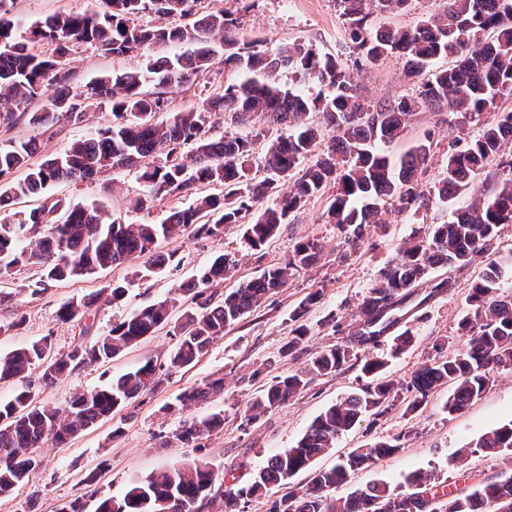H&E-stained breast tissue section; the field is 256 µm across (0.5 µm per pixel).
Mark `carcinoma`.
<instances>
[{"label":"carcinoma","instance_id":"obj_1","mask_svg":"<svg viewBox=\"0 0 512 512\" xmlns=\"http://www.w3.org/2000/svg\"><path fill=\"white\" fill-rule=\"evenodd\" d=\"M8 2L0 0V124L10 129L24 121L45 130L61 122L79 124L87 117L84 103L96 101L109 104L112 123L37 165L31 163L39 151L36 140L1 146L0 210L43 193L55 182L89 181L137 165L143 166L142 178L151 196L187 190L197 183L216 184L224 192L198 197L160 224H124L99 207L48 197L21 213L17 224L25 226L24 234L0 222V277L35 262L50 281L84 278L142 257L145 271L151 272L172 261V256L157 251L160 239L190 228L197 236L220 239L224 229L241 223L256 202L274 194L276 203L245 227L244 238L252 249L263 246L306 199L328 187L329 223L351 242L361 240L367 227L386 223L388 204L415 213L435 198L451 207L448 222L429 224L423 234L399 245L363 298L358 324L348 340L314 350L305 368L271 380L246 402L243 414L256 421L314 379L357 364L366 377L360 391L325 408L295 446L268 457L243 487L224 486L212 466L196 462L145 476L121 497L102 500L97 512H167L166 502L173 503L174 512H197L204 502L224 512H240L243 499L265 495L310 470L315 459L361 418L377 419L399 405L404 413H415L445 384L452 393L443 410L458 414L481 398L495 373L512 370V295L498 293L503 265L494 259L497 228L512 224V111L482 124L481 132L464 145H449L443 175L426 191L420 188L419 177L430 154L429 139L416 142L397 163L381 151L402 137L422 109L446 107L456 124L465 127L480 121L498 101L512 98V0H448L444 14L423 18L412 28L383 24L372 30L366 25V7L391 14L410 9L412 0H336L357 53L368 61L397 54L405 59L407 77L426 76L416 95L369 105L361 102L350 73L336 60L302 43L273 50L261 40L241 46L232 36L234 19L222 9L202 10V0H102V12L53 15L31 30L33 38L47 45L42 53L32 52L26 39L17 36ZM147 10L161 23L141 25L139 15ZM485 31L492 33L487 43L480 40ZM218 42L224 45V66L244 73L243 80L183 112L167 111L163 92L143 90L149 78L171 87L203 76L215 60ZM82 44L106 55L131 54L157 44L180 45L184 50L148 59L141 68L97 77L75 93L69 55ZM443 57L450 58L451 65L434 68ZM285 67L327 85L330 94L310 98L280 85L275 74ZM41 97L44 104L27 111ZM162 112L166 117L157 118ZM209 112L231 115L236 129L209 133L204 128ZM314 113L321 122L312 120ZM264 124L278 126L279 134L258 154L254 144ZM489 166L498 174L495 190L456 206L455 200ZM254 169L264 176H250ZM18 171L23 178L15 180ZM283 181L289 182V190L279 195ZM321 251L314 239L299 241L284 265L265 269L217 301L211 288L235 267V261L220 254L196 282L139 308L92 343L76 345L59 358L51 356V344L44 339L0 355V383L37 365L42 367L41 381L50 386L67 371L111 360L167 324L177 307L183 309L182 321L173 326L178 341L168 366L188 367L206 354L225 328L260 307L294 271L313 264ZM477 259L485 266L460 319L462 345L455 354L436 358L398 380L383 376L385 357L359 359L358 351L384 344L385 333L400 322L403 310L416 299L417 288L428 283L431 270L461 269ZM319 298L320 292H312L293 311L291 321L298 326L282 347V356L292 355L309 335L301 319ZM95 301L91 296L66 302L57 317L65 322L85 319ZM160 382L156 365L147 361L117 375L104 388L75 395L63 408L34 405L25 392L0 403V496L39 466L36 448L64 443ZM221 390L223 381L215 379L186 391L180 402L187 406ZM222 421L219 414L195 420L183 428L179 440L196 441ZM405 438L403 433L353 449L334 467L314 472L307 484L275 500L270 512H512V473L448 494L439 491L444 483L422 472L409 477V492L375 482L345 496L333 494L356 471L399 452ZM476 447L491 454L511 452L512 420L485 432Z\"/></svg>","mask_w":512,"mask_h":512}]
</instances>
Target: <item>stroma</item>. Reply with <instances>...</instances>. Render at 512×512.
I'll use <instances>...</instances> for the list:
<instances>
[{
	"instance_id": "obj_1",
	"label": "stroma",
	"mask_w": 512,
	"mask_h": 512,
	"mask_svg": "<svg viewBox=\"0 0 512 512\" xmlns=\"http://www.w3.org/2000/svg\"><path fill=\"white\" fill-rule=\"evenodd\" d=\"M88 3L89 0H14L11 13L17 21L18 34L25 36L32 25L46 17L78 12ZM204 5L209 10L221 8L232 13L239 24L238 38L261 39L272 48L301 41L321 54L335 56L348 66L364 102L411 95L418 88V79L406 77L404 61L398 56L388 55L375 62L357 60L335 0H295L290 9L283 0H204ZM174 53L172 47L156 45L143 55L104 56L90 46L80 45L71 62L75 70L73 82L83 85L97 76L142 65L146 57ZM240 78V73L225 68L223 62H215L194 83L167 89L169 109L173 112L191 109L225 84ZM92 132L93 125L89 122L76 125L65 122L49 131L24 123L9 130L0 126V146L34 136L42 155L46 156L63 151L71 141L88 137ZM477 132L474 125L464 131L457 130L448 110L425 109L416 116L403 138L387 146L386 151L390 158H399L424 135H431V152L421 177L422 185L430 186L441 177L449 143L472 138ZM47 194L73 204L104 206L127 224L161 223L170 211L188 206L193 200L187 191L146 200V190L135 167L110 171L90 181L59 182L49 187ZM328 201L325 193L310 197L301 209L290 215L286 224L280 225L274 237L256 250L245 245L244 229L239 225L227 228L220 240L187 232L160 241L159 251L173 254V265L134 280V286L120 301L100 299L87 322H62L57 311L62 303L95 293L104 285L134 279L135 271L143 267L142 261L70 281L42 282V271L36 265L0 278V292L6 295L0 303V324L9 328L8 333L0 335V354L46 337L59 356L77 344L104 335L114 322L133 311L163 300L171 288L196 279L217 255H226L237 262L233 277L215 290L220 298L240 282L284 263L298 240L314 238L323 245L313 265L294 272L286 285L270 294L256 311L226 328L223 336L213 342L192 368L177 372L168 369L169 354L177 342L172 324L182 315L177 309L171 315V326L110 361L74 370L52 386H44L37 369L28 371L24 378L0 383V402L27 390L37 403L50 402L62 407L74 395L102 387L118 373L148 360L161 375L155 390L115 410L66 444L38 448L40 466L9 495L0 496V512H59L62 506L79 497L92 494L100 499L117 497L132 481L194 461L210 463L218 472L233 474L237 485H247L267 456L294 446L321 411L359 388L364 376L354 366L333 376L317 378L284 406L258 421L247 422L242 414L244 403L273 378L303 368L315 348L342 342L343 327L352 324L359 304L377 282L381 269L394 256L398 245L423 233L425 225L441 224L450 217L448 205L438 200L416 213H401L392 208L387 212V224L370 228L359 245L352 248L325 218ZM480 271L477 264L453 271L449 291L427 299L405 315L414 339L405 352L389 360L386 376L392 379L410 376L431 363L436 354L447 356L460 347L458 323ZM315 290L321 291L322 296L306 316L311 329L309 340L293 356H281L280 350L293 328L290 312ZM334 319L339 321V328L331 327ZM438 343L443 346L439 352L434 349ZM218 377L224 380L223 396L176 410L177 400L184 391ZM448 395V387L442 386L421 411L405 415L395 410L375 421L363 418L338 438L335 448L316 460V468L332 467L340 455L354 448L403 433L407 440L398 454L357 471L348 487L339 488V495L375 481L403 492L407 489L406 476L415 471L434 474L450 485L458 484L463 478L476 484L505 471L504 456L486 453L476 443L487 430L512 420V372L495 375L483 396L461 413L444 412ZM216 412L224 415L221 428L195 445L178 441L177 435L186 423ZM461 448L467 454L460 459L456 452ZM92 473L97 480L90 486L86 478Z\"/></svg>"
}]
</instances>
